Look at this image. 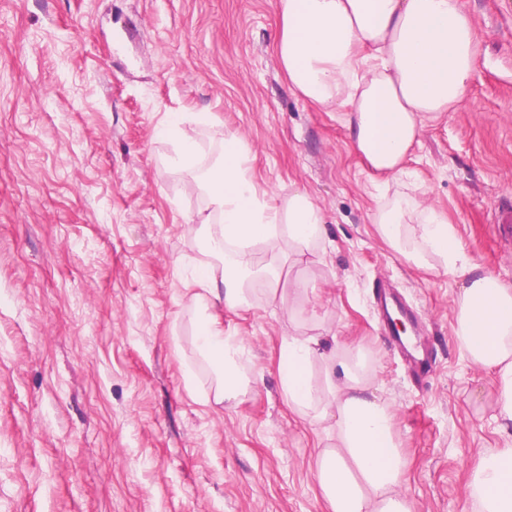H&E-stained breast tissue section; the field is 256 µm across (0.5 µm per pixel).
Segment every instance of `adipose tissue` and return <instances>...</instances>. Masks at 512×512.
I'll return each instance as SVG.
<instances>
[{"mask_svg": "<svg viewBox=\"0 0 512 512\" xmlns=\"http://www.w3.org/2000/svg\"><path fill=\"white\" fill-rule=\"evenodd\" d=\"M277 41L288 81L323 106L347 104L343 121L354 151L390 180L405 174V158L425 121L455 103L477 62L473 21L458 0H277ZM249 148L224 138L197 181L220 214L205 228L214 263L201 267L193 297L203 316L193 338L214 369L217 401L235 402L253 378L242 367L241 341L224 333L211 310L247 305L254 285L276 297L283 265L258 258L255 248L286 242L298 258L313 250L324 215L298 190L285 206L271 202L247 174ZM380 236L418 266L436 262L462 272L454 298L453 336L476 366L495 370L498 414L512 422V289L470 263L460 239L440 213L407 197L379 200L373 214ZM319 365L321 381L310 376ZM280 378L289 405L312 425L333 433L319 449L315 476L329 512H412L401 487L407 461L394 432L395 413L374 388L362 359L314 336H288ZM475 512H512V448L480 456L467 486Z\"/></svg>", "mask_w": 512, "mask_h": 512, "instance_id": "adipose-tissue-1", "label": "adipose tissue"}]
</instances>
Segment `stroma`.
<instances>
[{
    "label": "stroma",
    "mask_w": 512,
    "mask_h": 512,
    "mask_svg": "<svg viewBox=\"0 0 512 512\" xmlns=\"http://www.w3.org/2000/svg\"><path fill=\"white\" fill-rule=\"evenodd\" d=\"M459 4L477 68L426 123L408 177L380 186L346 105L290 88L276 0H0V512H327L314 460L330 439L281 389L292 334L366 354L413 512H473L471 467L512 447V425L494 371L453 338L462 276L407 261L373 222L380 195L433 206L469 260L512 287V228L498 222L512 208V0ZM202 113L196 166L237 135L259 188L280 204L306 191L325 217L276 300L258 291L216 311L260 376L231 407L193 344L189 283L212 259L197 229L215 210L161 132ZM383 282L422 322V381L377 318Z\"/></svg>",
    "instance_id": "stroma-1"
}]
</instances>
